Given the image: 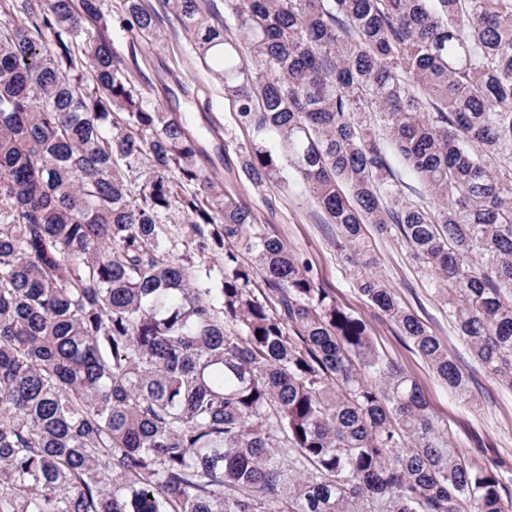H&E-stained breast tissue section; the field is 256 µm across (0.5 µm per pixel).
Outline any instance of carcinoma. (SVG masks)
Returning <instances> with one entry per match:
<instances>
[{"label": "carcinoma", "instance_id": "obj_1", "mask_svg": "<svg viewBox=\"0 0 512 512\" xmlns=\"http://www.w3.org/2000/svg\"><path fill=\"white\" fill-rule=\"evenodd\" d=\"M105 2L0 0V512H512V476L452 444L110 38L153 45L163 14L191 35L254 132L245 178L312 196L462 398L363 271L366 231L512 388V0Z\"/></svg>", "mask_w": 512, "mask_h": 512}]
</instances>
